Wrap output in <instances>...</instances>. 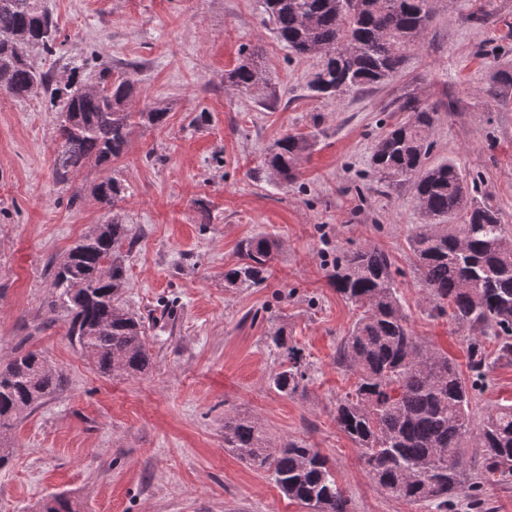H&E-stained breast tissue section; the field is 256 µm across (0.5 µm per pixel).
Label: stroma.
Segmentation results:
<instances>
[{
  "mask_svg": "<svg viewBox=\"0 0 512 512\" xmlns=\"http://www.w3.org/2000/svg\"><path fill=\"white\" fill-rule=\"evenodd\" d=\"M57 51L33 50L55 80L93 84L101 67L130 77L132 105L166 107L164 126H135L125 153L69 183L52 176L59 114L36 93L0 94V364L37 350L61 372L58 392L10 431L0 470V512H35L68 496L76 512H307L271 472L224 446V417L256 418L279 439L318 449L350 512H433L386 496L360 451L336 426V401L354 384L336 348L357 308L330 284L339 252L374 243L388 251L415 334L469 371L467 329L433 318L422 301L408 237L421 216L410 186L385 187L370 169L377 142L404 115L409 95L434 106L429 161H455L471 196L512 226V90L491 95L512 67V0H431L432 23L393 80L340 99L309 97L320 59L300 57L264 23L263 0H42ZM259 52L269 84L238 90L226 73ZM310 133L315 145L285 186L262 168L272 142ZM125 185L109 207L96 185ZM120 215L136 233L120 300L145 325L153 369L108 377L50 311V283L72 244ZM267 235L280 250L267 279L231 288L224 271L239 245ZM284 329L310 380L286 397L269 385L281 357L268 335ZM472 427L512 402V362L486 372Z\"/></svg>",
  "mask_w": 512,
  "mask_h": 512,
  "instance_id": "obj_1",
  "label": "stroma"
}]
</instances>
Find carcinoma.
Returning a JSON list of instances; mask_svg holds the SVG:
<instances>
[{
    "instance_id": "carcinoma-1",
    "label": "carcinoma",
    "mask_w": 512,
    "mask_h": 512,
    "mask_svg": "<svg viewBox=\"0 0 512 512\" xmlns=\"http://www.w3.org/2000/svg\"><path fill=\"white\" fill-rule=\"evenodd\" d=\"M265 20L279 40L299 56L324 55L308 83L313 97L392 80L402 69L432 19L430 0H264ZM56 29L39 0H0V91L25 97L38 91L62 101L53 172L66 183L81 169L120 158L136 123L161 127V107L134 111L133 82L100 72L97 83H54L29 60L32 48L55 50ZM242 91L264 81L248 55L227 74ZM408 113L375 146L370 165L386 187L408 184L422 216L409 238L414 266L429 313L447 315L476 335L468 337L473 383L448 354L415 336L392 274L390 254L370 243L336 258L329 280L360 313L341 342L337 364L355 377L353 389L336 402V425L361 450L360 459L380 490L411 503L429 502L437 512H454L464 469L461 449H483L481 481L469 486L471 509L481 508V482L512 480V404L489 411L471 428L476 382L490 365L512 361V232L491 206L469 199L461 170L452 162L427 164L429 130L437 112L408 96L398 106ZM310 138L287 134L267 150L270 179L286 184ZM123 185L109 177L95 188L98 201L113 204ZM455 218L456 224L448 223ZM132 227L116 214L96 224L66 253L51 283L50 310H67L66 335L105 376H137L154 364L144 326L121 303L127 287L124 247ZM275 240L256 237L240 260L224 272L230 285L264 280ZM271 344L285 361L272 388L294 396L306 388L300 351L280 329ZM61 375L37 351L18 353L0 367V430H9L27 410L55 394ZM224 446L240 460L272 472L288 499L313 512H348V499L327 460L307 444L273 440L248 416L224 417ZM39 512H75L64 495H52Z\"/></svg>"
}]
</instances>
